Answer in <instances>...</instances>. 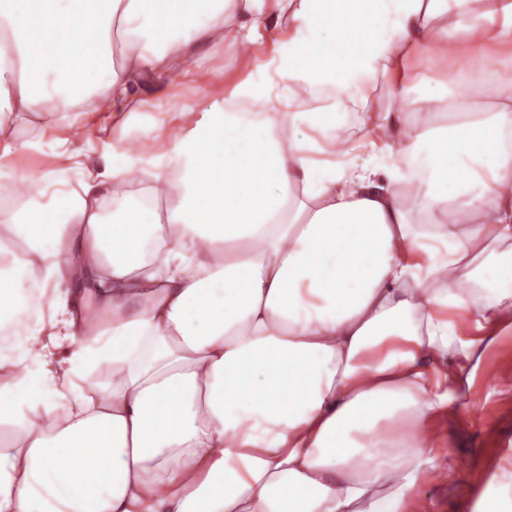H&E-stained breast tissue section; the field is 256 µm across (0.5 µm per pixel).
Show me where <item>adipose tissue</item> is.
I'll use <instances>...</instances> for the list:
<instances>
[{"mask_svg": "<svg viewBox=\"0 0 512 512\" xmlns=\"http://www.w3.org/2000/svg\"><path fill=\"white\" fill-rule=\"evenodd\" d=\"M200 42L252 65L163 123ZM451 47L512 66V0H0V512H411L512 320V80L366 93ZM434 110L428 111L425 106L420 102L409 100L402 105L401 119L405 124H418L423 125L428 122H433ZM64 162L52 155L28 152L18 159V167L23 172L39 173L54 168Z\"/></svg>", "mask_w": 512, "mask_h": 512, "instance_id": "adipose-tissue-1", "label": "adipose tissue"}]
</instances>
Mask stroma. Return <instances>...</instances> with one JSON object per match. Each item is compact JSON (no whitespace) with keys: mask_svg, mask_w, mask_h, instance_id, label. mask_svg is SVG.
I'll list each match as a JSON object with an SVG mask.
<instances>
[{"mask_svg":"<svg viewBox=\"0 0 512 512\" xmlns=\"http://www.w3.org/2000/svg\"><path fill=\"white\" fill-rule=\"evenodd\" d=\"M236 55L206 58L193 78L174 88L161 112L203 109L224 79L244 74ZM452 415L436 421L443 447L434 449L435 477L417 495L413 512H482L481 496L504 456L512 454V329L486 351L472 384L458 393ZM455 477H448V468Z\"/></svg>","mask_w":512,"mask_h":512,"instance_id":"stroma-1","label":"stroma"}]
</instances>
